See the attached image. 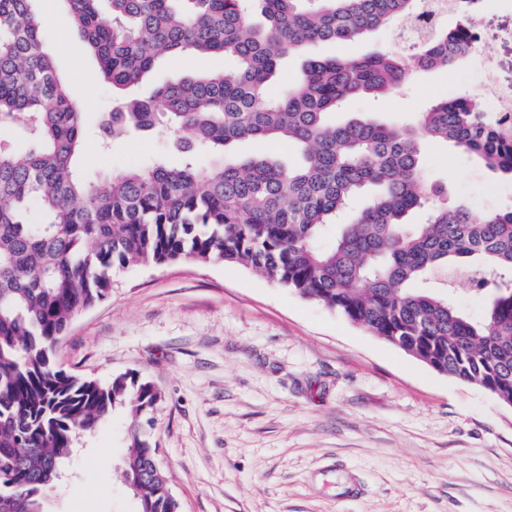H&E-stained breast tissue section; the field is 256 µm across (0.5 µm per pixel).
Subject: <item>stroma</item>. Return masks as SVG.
<instances>
[{"label":"stroma","mask_w":512,"mask_h":512,"mask_svg":"<svg viewBox=\"0 0 512 512\" xmlns=\"http://www.w3.org/2000/svg\"><path fill=\"white\" fill-rule=\"evenodd\" d=\"M35 9L44 49L84 110L82 173L177 161L162 134L100 146V120L129 92L100 78L62 0H37ZM468 9L483 30L486 88L420 73L386 97L351 100L333 121L364 114L402 125L441 99L512 97V6L468 0ZM376 49L405 52L384 30L290 54L268 96L279 98L309 58ZM232 66L221 55L166 56L132 93ZM424 155L438 201L466 203L478 218L512 206V181L479 160L442 143ZM56 363L103 383L134 371L161 391L150 434L180 512H512L511 407L239 265L113 267L111 299L74 318ZM128 424L112 413L74 453L44 512H139L115 476Z\"/></svg>","instance_id":"35a3bbf8"}]
</instances>
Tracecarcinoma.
Returning a JSON list of instances; mask_svg holds the SVG:
<instances>
[{
  "instance_id": "cac0c4a2",
  "label": "carcinoma",
  "mask_w": 512,
  "mask_h": 512,
  "mask_svg": "<svg viewBox=\"0 0 512 512\" xmlns=\"http://www.w3.org/2000/svg\"><path fill=\"white\" fill-rule=\"evenodd\" d=\"M33 2L0 0V128L28 140L21 156L0 151V512H43L82 438L116 409L132 419L121 475L140 512H173L153 468L159 448L139 424L161 392L137 373L100 383L55 362L73 318L112 297L116 263L244 265L512 402V206L476 219L465 203H437L421 155L423 142H443L512 177V121L469 95L411 126L328 120L351 99L465 65L463 27L441 25L412 66L382 52L311 58L274 101L265 89L279 59L395 28L421 0H63L114 87L137 85L170 52L235 62L113 109L102 144L162 123L185 157L99 180L78 169L82 113L43 49ZM244 140L286 142L297 158L231 155ZM33 203L39 224L26 219ZM417 211L425 222L409 223ZM439 276L490 292L483 318L455 307Z\"/></svg>"
}]
</instances>
